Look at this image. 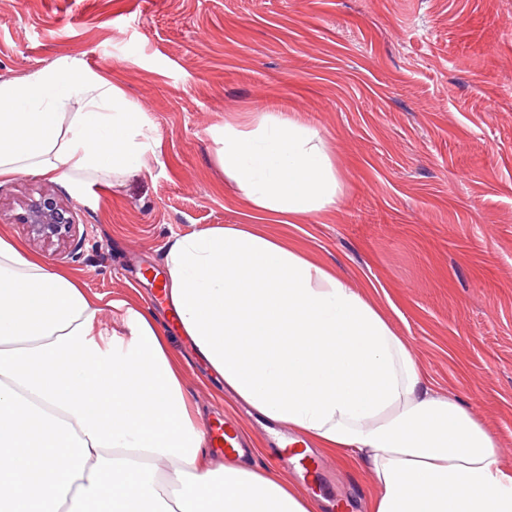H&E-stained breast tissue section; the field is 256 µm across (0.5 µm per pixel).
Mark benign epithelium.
I'll return each mask as SVG.
<instances>
[{"label": "benign epithelium", "mask_w": 512, "mask_h": 512, "mask_svg": "<svg viewBox=\"0 0 512 512\" xmlns=\"http://www.w3.org/2000/svg\"><path fill=\"white\" fill-rule=\"evenodd\" d=\"M22 222L29 238L44 247L66 250L80 244L79 224L73 211L47 191L28 199Z\"/></svg>", "instance_id": "obj_1"}]
</instances>
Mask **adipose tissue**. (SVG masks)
I'll list each match as a JSON object with an SVG mask.
<instances>
[{
	"instance_id": "1",
	"label": "adipose tissue",
	"mask_w": 512,
	"mask_h": 512,
	"mask_svg": "<svg viewBox=\"0 0 512 512\" xmlns=\"http://www.w3.org/2000/svg\"><path fill=\"white\" fill-rule=\"evenodd\" d=\"M247 205L298 224L343 192L320 133L282 112L215 130ZM157 127L121 88L63 56L0 82V177L75 184L147 170ZM264 279H253L254 271ZM165 288L178 328L256 414L358 462L367 512H512V465L454 394L428 386L364 292L255 224L174 237ZM113 325L61 271L0 235V512H318L286 475L214 458L153 313Z\"/></svg>"
}]
</instances>
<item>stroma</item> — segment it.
<instances>
[{
    "mask_svg": "<svg viewBox=\"0 0 512 512\" xmlns=\"http://www.w3.org/2000/svg\"><path fill=\"white\" fill-rule=\"evenodd\" d=\"M70 56L119 86L157 126L148 171L118 186L0 177V235L66 272L100 318L150 309L184 363L202 426L235 420L275 467L283 427L226 394L181 336L156 277L172 236L257 224L336 268L407 341L424 378L492 429L512 460V0H0V80ZM260 112L316 128L345 186L300 224L253 213L214 161L213 130ZM46 191L85 241L61 254L20 217ZM335 486L354 512L361 467Z\"/></svg>",
    "mask_w": 512,
    "mask_h": 512,
    "instance_id": "obj_1",
    "label": "stroma"
}]
</instances>
